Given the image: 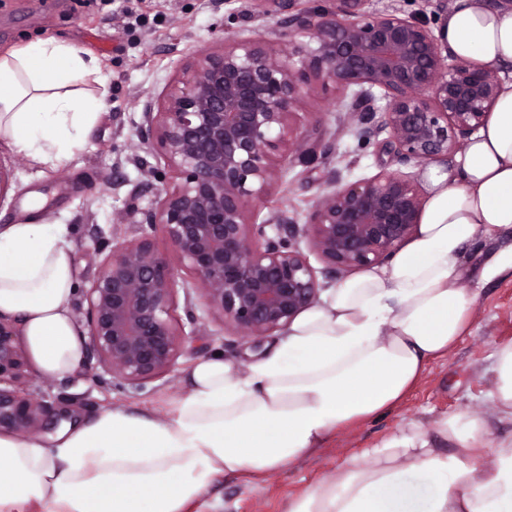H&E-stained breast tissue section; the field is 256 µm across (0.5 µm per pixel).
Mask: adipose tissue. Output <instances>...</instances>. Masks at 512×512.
Listing matches in <instances>:
<instances>
[{"label":"adipose tissue","instance_id":"1","mask_svg":"<svg viewBox=\"0 0 512 512\" xmlns=\"http://www.w3.org/2000/svg\"><path fill=\"white\" fill-rule=\"evenodd\" d=\"M441 34L460 59L512 67V0H454ZM101 74L92 51L54 37L1 53L0 144L37 166L69 160L106 107L77 87ZM426 177L420 223L390 264L329 288L247 370L220 355L200 359L162 414L105 407L50 447L0 432V512H189L217 478L287 469L396 407L469 329L465 247L512 227V79L453 165ZM68 235L64 224L0 226V316L19 321L29 358L49 378L75 373L85 354L70 309ZM494 358L489 397L512 422V343ZM438 429L458 454L432 447L419 427L401 430L285 512H512V440L492 442L487 421L468 412Z\"/></svg>","mask_w":512,"mask_h":512}]
</instances>
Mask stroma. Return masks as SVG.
<instances>
[{"label":"stroma","instance_id":"stroma-1","mask_svg":"<svg viewBox=\"0 0 512 512\" xmlns=\"http://www.w3.org/2000/svg\"><path fill=\"white\" fill-rule=\"evenodd\" d=\"M452 2L368 0L366 8L397 7L404 15L427 20L436 32L443 10ZM248 7L247 0H0V50L35 38L67 39L100 58L107 82L101 119L63 165L36 167L0 147V166L9 173L0 224L35 213L69 227L76 252L78 292L71 299L75 320L83 318L81 291L105 257L102 242L128 233L142 211L155 205L154 191L141 187L144 166L157 168L166 184L176 181L160 152L141 142L137 127L147 105L158 104L177 77L181 62L240 36L293 50V43L280 36L275 17L248 15ZM341 98L334 84L315 81L295 104L292 124L307 132L318 160L308 165L278 161L280 179L260 202L262 217L276 209L295 223H307L323 193L322 179L332 174L345 182L397 170L422 177L418 163L400 164L393 155L379 152L375 143L363 142ZM186 285L194 302L196 335L183 343L173 371L133 388L88 357L75 374L62 380L33 374L31 392L53 410L69 411L77 421L112 405L158 411L167 399L185 391L187 372L195 361L221 353L245 368L260 349L275 343L277 336L272 333L260 347H253L249 338L225 326L207 306L194 280ZM474 293L469 333L447 356L429 364L426 375L399 405L373 421L336 433L288 469L260 479L246 474L224 476L212 487L210 498L221 499L223 512H282L289 497L333 476L338 465L362 449L413 422L435 434L440 419L463 410L486 418L492 439H511L512 423L497 419L487 394L493 353L500 345L512 343V273L476 286Z\"/></svg>","mask_w":512,"mask_h":512}]
</instances>
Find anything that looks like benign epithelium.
<instances>
[{"mask_svg":"<svg viewBox=\"0 0 512 512\" xmlns=\"http://www.w3.org/2000/svg\"><path fill=\"white\" fill-rule=\"evenodd\" d=\"M281 34L316 43L288 54L240 37L229 49L201 52L182 66L160 107L147 108L140 137L154 142L179 182L157 189L156 206L135 222L133 236L112 244L84 289L92 354L123 383L139 388L176 365L184 326L174 316L181 272L223 319L257 345L282 331L321 291L299 247L306 238L328 269L379 264L410 237L423 201L409 176L383 171L342 183L331 176L308 222L277 214L259 220L274 160H315L307 136L291 128L292 109L311 81L347 94L344 110L360 136L383 131L398 161L429 163L454 152L484 125L499 81L476 64L444 52L428 23L397 10L367 12V0H339L336 12H291L271 0ZM386 105H376L374 90ZM161 230L174 261L163 259ZM19 329L0 316V431L44 430L51 407L28 390L29 362Z\"/></svg>","mask_w":512,"mask_h":512,"instance_id":"obj_1","label":"benign epithelium"}]
</instances>
